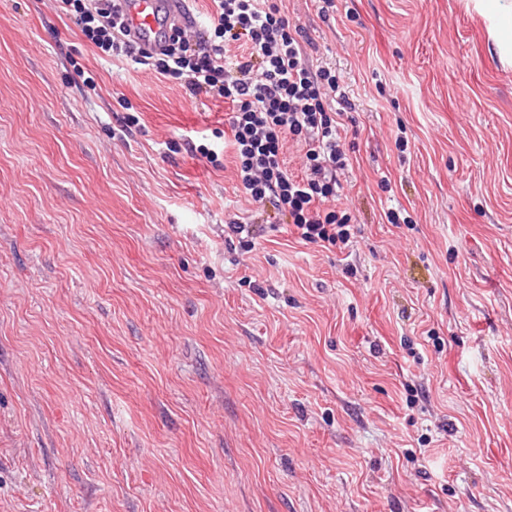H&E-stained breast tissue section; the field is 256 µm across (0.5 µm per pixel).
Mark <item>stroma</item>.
Masks as SVG:
<instances>
[{"instance_id":"35a3bbf8","label":"stroma","mask_w":512,"mask_h":512,"mask_svg":"<svg viewBox=\"0 0 512 512\" xmlns=\"http://www.w3.org/2000/svg\"><path fill=\"white\" fill-rule=\"evenodd\" d=\"M499 2L282 0L348 86L357 233L247 252L232 151L185 145L228 104L0 0V512H512ZM188 138V152L191 155L206 159L214 168L222 167L216 144L207 141L208 139L204 137H196V141L192 136Z\"/></svg>"}]
</instances>
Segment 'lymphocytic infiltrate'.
<instances>
[{"label":"lymphocytic infiltrate","instance_id":"obj_1","mask_svg":"<svg viewBox=\"0 0 512 512\" xmlns=\"http://www.w3.org/2000/svg\"><path fill=\"white\" fill-rule=\"evenodd\" d=\"M53 2L101 57L184 81L190 96L230 103L224 143L252 209L230 218L226 241L250 246L257 215L271 211L304 242L327 250L348 245L354 219L337 201L352 167L342 135L349 95L335 70L309 62L307 33L290 24L276 0H211L205 33L172 27L168 44L149 53L127 39L116 0ZM233 44L244 54L229 55ZM291 141L304 150L298 174L285 158Z\"/></svg>","mask_w":512,"mask_h":512}]
</instances>
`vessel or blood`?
I'll list each match as a JSON object with an SVG mask.
<instances>
[{"instance_id": "b4317fda", "label": "vessel or blood", "mask_w": 512, "mask_h": 512, "mask_svg": "<svg viewBox=\"0 0 512 512\" xmlns=\"http://www.w3.org/2000/svg\"><path fill=\"white\" fill-rule=\"evenodd\" d=\"M191 0H121V9L138 46H157L168 35L171 24L190 23Z\"/></svg>"}]
</instances>
